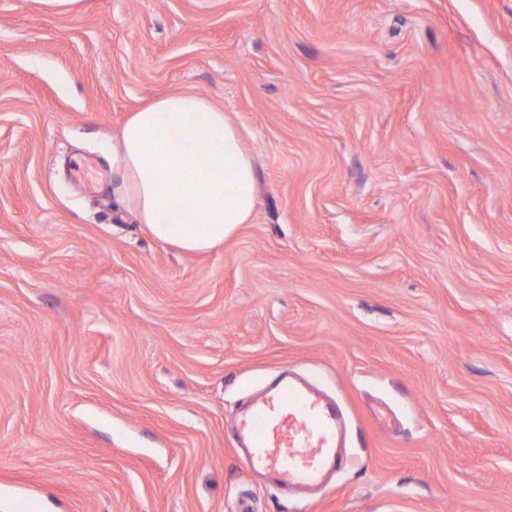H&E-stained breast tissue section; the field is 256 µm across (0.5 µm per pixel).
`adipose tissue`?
Segmentation results:
<instances>
[{"mask_svg":"<svg viewBox=\"0 0 512 512\" xmlns=\"http://www.w3.org/2000/svg\"><path fill=\"white\" fill-rule=\"evenodd\" d=\"M115 155L125 202L157 241L206 252L254 214V158L223 110L201 96L165 94L134 112Z\"/></svg>","mask_w":512,"mask_h":512,"instance_id":"obj_1","label":"adipose tissue"}]
</instances>
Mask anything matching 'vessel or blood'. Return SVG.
<instances>
[{"label": "vessel or blood", "instance_id": "obj_1", "mask_svg": "<svg viewBox=\"0 0 512 512\" xmlns=\"http://www.w3.org/2000/svg\"><path fill=\"white\" fill-rule=\"evenodd\" d=\"M344 422L334 400L285 373L236 414L234 427L252 469L279 486L310 487L338 463Z\"/></svg>", "mask_w": 512, "mask_h": 512}]
</instances>
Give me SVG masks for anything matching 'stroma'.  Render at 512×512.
<instances>
[{
  "instance_id": "35a3bbf8",
  "label": "stroma",
  "mask_w": 512,
  "mask_h": 512,
  "mask_svg": "<svg viewBox=\"0 0 512 512\" xmlns=\"http://www.w3.org/2000/svg\"><path fill=\"white\" fill-rule=\"evenodd\" d=\"M172 92L258 166L189 253L112 145ZM342 462L287 494L231 422L283 368ZM512 512V0H0V512Z\"/></svg>"
}]
</instances>
